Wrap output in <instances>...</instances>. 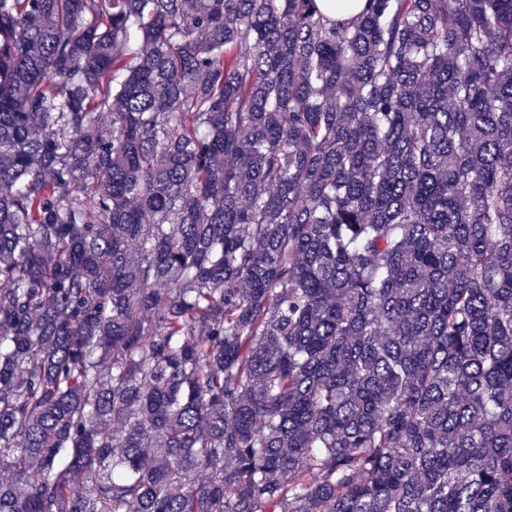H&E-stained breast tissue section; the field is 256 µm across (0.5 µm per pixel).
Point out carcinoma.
Here are the masks:
<instances>
[{"mask_svg":"<svg viewBox=\"0 0 512 512\" xmlns=\"http://www.w3.org/2000/svg\"><path fill=\"white\" fill-rule=\"evenodd\" d=\"M0 512H512V0H0ZM322 12L335 19H348L360 14L365 0H317Z\"/></svg>","mask_w":512,"mask_h":512,"instance_id":"cac0c4a2","label":"carcinoma"}]
</instances>
